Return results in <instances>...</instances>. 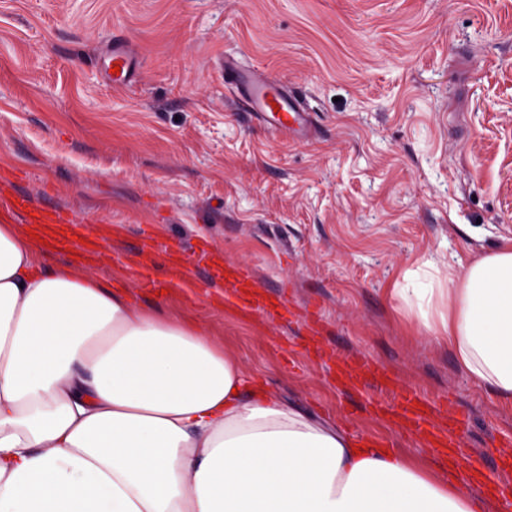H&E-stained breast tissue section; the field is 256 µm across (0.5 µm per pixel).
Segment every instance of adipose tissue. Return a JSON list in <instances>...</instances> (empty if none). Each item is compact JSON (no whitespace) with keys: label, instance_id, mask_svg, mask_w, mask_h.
Segmentation results:
<instances>
[{"label":"adipose tissue","instance_id":"1","mask_svg":"<svg viewBox=\"0 0 512 512\" xmlns=\"http://www.w3.org/2000/svg\"><path fill=\"white\" fill-rule=\"evenodd\" d=\"M426 341L512 405V244L445 303L395 289ZM253 384L238 357L0 224V512H484Z\"/></svg>","mask_w":512,"mask_h":512}]
</instances>
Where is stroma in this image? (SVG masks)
Wrapping results in <instances>:
<instances>
[{"label": "stroma", "instance_id": "obj_1", "mask_svg": "<svg viewBox=\"0 0 512 512\" xmlns=\"http://www.w3.org/2000/svg\"><path fill=\"white\" fill-rule=\"evenodd\" d=\"M125 33L140 61L115 90L102 56ZM279 78L309 112L312 139H278L246 115L220 65ZM62 209L93 257L43 249L48 269L94 271L149 311L183 316L255 381L347 434L386 441L427 473L448 455L370 407L396 393L336 381L373 361L401 387L467 414L472 493L512 468V406L425 341L393 291L435 287L512 238V0H0V198ZM168 243L205 244L247 268L292 317L128 281L171 280Z\"/></svg>", "mask_w": 512, "mask_h": 512}]
</instances>
